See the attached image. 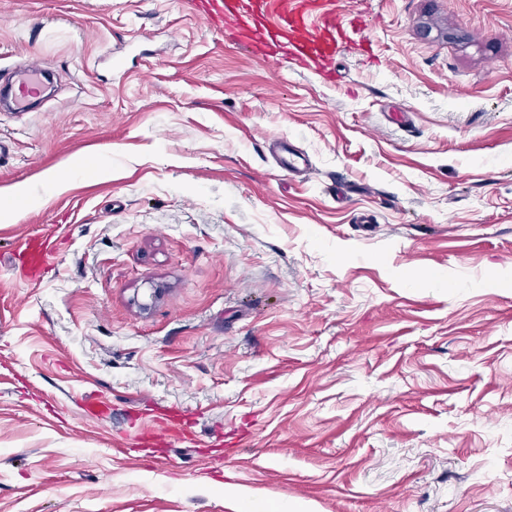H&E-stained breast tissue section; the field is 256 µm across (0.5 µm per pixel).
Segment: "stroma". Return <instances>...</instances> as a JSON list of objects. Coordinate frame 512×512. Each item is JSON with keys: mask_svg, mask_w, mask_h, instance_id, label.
Masks as SVG:
<instances>
[{"mask_svg": "<svg viewBox=\"0 0 512 512\" xmlns=\"http://www.w3.org/2000/svg\"><path fill=\"white\" fill-rule=\"evenodd\" d=\"M345 7L330 84L191 0H0V84L54 79L0 111V512H512V0ZM42 67L38 61L29 62L24 69L14 74V93L11 96L16 109L24 110L29 97L38 94L39 76ZM54 253V246L48 247L39 238H22L17 242L13 252L14 268L27 278H44L55 265Z\"/></svg>", "mask_w": 512, "mask_h": 512, "instance_id": "obj_1", "label": "stroma"}]
</instances>
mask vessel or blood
I'll return each instance as SVG.
<instances>
[{
	"instance_id": "b4317fda",
	"label": "vessel or blood",
	"mask_w": 512,
	"mask_h": 512,
	"mask_svg": "<svg viewBox=\"0 0 512 512\" xmlns=\"http://www.w3.org/2000/svg\"><path fill=\"white\" fill-rule=\"evenodd\" d=\"M200 17L217 30L229 31L253 59L267 61L285 54L299 67L332 76L340 42L360 33L363 19L345 21L329 0H192ZM39 62H29L14 75L12 100L25 109L39 90ZM54 250L36 237L20 239L13 252L15 268L40 279L54 267Z\"/></svg>"
}]
</instances>
